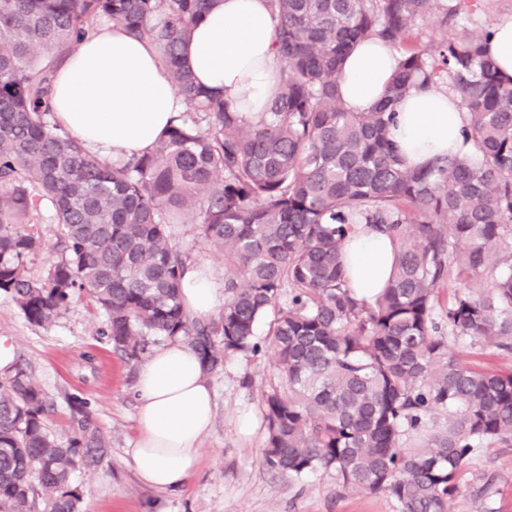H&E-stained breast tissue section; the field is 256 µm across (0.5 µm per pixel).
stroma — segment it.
I'll return each instance as SVG.
<instances>
[{
	"label": "stroma",
	"mask_w": 512,
	"mask_h": 512,
	"mask_svg": "<svg viewBox=\"0 0 512 512\" xmlns=\"http://www.w3.org/2000/svg\"><path fill=\"white\" fill-rule=\"evenodd\" d=\"M470 2L457 33L481 35L512 18V0ZM29 227L41 241L28 261L30 274L38 277L60 255L58 227L44 205L31 212ZM102 322L95 304L81 296L52 325L38 327L10 297L0 294V338L13 345L16 362L52 396L49 428L60 437L68 433L70 399L79 396L88 401L110 443L101 466L74 476L85 512H399L383 494L342 490L334 472L315 470L296 478L266 464L262 395L276 381L267 348L254 356L228 357L211 373L214 420L201 439L200 461L188 482L175 491L143 485L129 455L137 437L139 367L99 336ZM245 414L253 420V433L239 428ZM447 512H512V446L480 448L465 462Z\"/></svg>",
	"instance_id": "1"
}]
</instances>
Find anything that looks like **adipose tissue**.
Returning a JSON list of instances; mask_svg holds the SVG:
<instances>
[{
  "instance_id": "obj_1",
  "label": "adipose tissue",
  "mask_w": 512,
  "mask_h": 512,
  "mask_svg": "<svg viewBox=\"0 0 512 512\" xmlns=\"http://www.w3.org/2000/svg\"><path fill=\"white\" fill-rule=\"evenodd\" d=\"M274 19L266 0H218L182 48L184 65L209 91L254 118L274 93L279 67ZM399 54L389 44L362 39L348 55L339 80L347 106L362 112L379 102ZM188 102L175 92L155 47L116 26L90 34L58 69L53 117L91 152L112 162L151 151ZM465 112L453 94L417 91L397 106L394 141L413 166L451 152H466ZM345 264L352 288L371 297L389 275L388 236L357 225L347 241ZM224 302V282L207 264L188 267L182 303L205 320ZM137 440L130 456L141 481L176 490L194 473L199 443L213 420V391L197 353L184 341L166 343L139 372Z\"/></svg>"
}]
</instances>
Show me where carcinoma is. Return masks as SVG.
Listing matches in <instances>:
<instances>
[{"mask_svg":"<svg viewBox=\"0 0 512 512\" xmlns=\"http://www.w3.org/2000/svg\"><path fill=\"white\" fill-rule=\"evenodd\" d=\"M215 2L0 0V293L39 327L87 294L128 360L182 339L212 371L257 351L275 308L266 463L294 477L331 470L399 512H445L474 452L512 445V369L448 356L452 343L512 352V78L485 53L490 33L442 37L405 49L381 101L354 112L339 78L358 41L396 45L431 20L453 28L467 0H267L280 76L249 121L180 58ZM100 19L156 46L190 103L151 152L112 164L50 121L56 59ZM444 75L471 151L410 166L392 139L396 107ZM42 203L62 256L33 277L41 243L25 219ZM186 218L224 255V305L207 322L181 303ZM357 224L394 247L392 278L371 300L342 262ZM53 408L21 365L0 377V512H83L75 473L109 443L87 402L74 401L63 438L47 426Z\"/></svg>","mask_w":512,"mask_h":512,"instance_id":"obj_1","label":"carcinoma"}]
</instances>
